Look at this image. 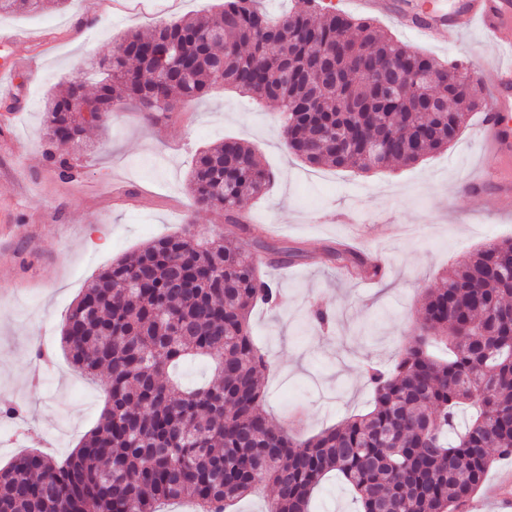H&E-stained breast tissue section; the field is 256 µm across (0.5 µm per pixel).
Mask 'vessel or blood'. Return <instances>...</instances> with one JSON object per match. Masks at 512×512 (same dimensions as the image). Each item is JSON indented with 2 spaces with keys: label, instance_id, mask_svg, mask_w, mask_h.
Masks as SVG:
<instances>
[{
  "label": "vessel or blood",
  "instance_id": "obj_1",
  "mask_svg": "<svg viewBox=\"0 0 512 512\" xmlns=\"http://www.w3.org/2000/svg\"><path fill=\"white\" fill-rule=\"evenodd\" d=\"M352 4L359 13L390 17L430 41L450 24L461 30L478 26L497 35L512 28V0H464L450 14L424 9L421 0H352ZM478 78L493 87L495 100L480 124L486 144L484 170L467 187L476 198L492 195L508 200L512 198V65H493L480 71Z\"/></svg>",
  "mask_w": 512,
  "mask_h": 512
}]
</instances>
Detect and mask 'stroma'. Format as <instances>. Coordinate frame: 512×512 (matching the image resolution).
I'll use <instances>...</instances> for the list:
<instances>
[{
    "label": "stroma",
    "mask_w": 512,
    "mask_h": 512,
    "mask_svg": "<svg viewBox=\"0 0 512 512\" xmlns=\"http://www.w3.org/2000/svg\"><path fill=\"white\" fill-rule=\"evenodd\" d=\"M217 2L67 0L60 7L43 0L39 12L0 16V28L15 35L0 46V68L21 64L12 93L0 95V403L22 409L0 431V468L35 449L65 460L96 427L109 377L99 372L76 392L61 344L65 314L100 270L147 242L187 223L208 237L223 234L221 215L190 212L187 185L195 154L225 139L252 146L273 175L243 214L297 252L289 263L264 258L260 270L278 286L279 305H256L249 323L267 360L261 380L269 420L304 436L369 411L363 361L390 366L417 323L422 297L448 265L512 238V206L465 191L483 168L476 111L448 149L412 166L361 174L308 166L284 146L275 105L219 87L167 122H150L130 107L114 112L107 128L88 131L84 147L71 151L73 179H58L44 156L48 97L108 56L127 31L204 16ZM375 24L439 61L474 69L512 61V32L495 44L480 28L450 27L428 42L390 19ZM349 209L352 225L339 219ZM91 224L107 248L87 247ZM354 228L359 251L383 263V277L369 288L324 258ZM316 307L334 315L333 331L310 320ZM310 512H359V504L333 474Z\"/></svg>",
    "instance_id": "obj_1"
}]
</instances>
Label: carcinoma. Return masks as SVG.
Listing matches in <instances>:
<instances>
[{
	"label": "carcinoma",
	"mask_w": 512,
	"mask_h": 512,
	"mask_svg": "<svg viewBox=\"0 0 512 512\" xmlns=\"http://www.w3.org/2000/svg\"><path fill=\"white\" fill-rule=\"evenodd\" d=\"M308 2L272 21L259 0H224L208 16L125 33L91 66L106 75L89 97L94 122L74 120L72 101L88 85L80 74L46 103L55 147L47 159L58 177L73 176L69 150L86 129L107 126L114 109L170 120L216 84L277 104L285 146L310 166L369 173L448 148L480 107L471 69ZM39 3L0 0V15ZM375 141L386 145L377 166ZM270 181L245 143L201 151L190 207L221 213L226 234L189 229L152 240L88 285L62 343L81 374L109 371L99 423L62 462L26 452L0 468V512H159V503L182 499L196 512H226L264 485L277 490L268 512H308L333 471L361 512H459L494 462L512 458V239L448 267L425 294L418 333L396 362L366 371L372 410L305 440L270 423L258 378L266 360L248 314L278 299L259 274V254L279 251L254 229L253 249L239 242L240 203L263 196ZM326 257L357 276H382L341 245ZM195 358L212 361L215 378L187 388L171 371ZM465 405L478 411L460 428Z\"/></svg>",
	"instance_id": "obj_1"
}]
</instances>
